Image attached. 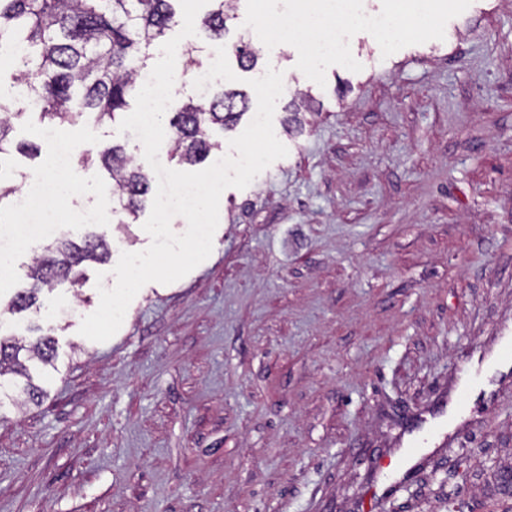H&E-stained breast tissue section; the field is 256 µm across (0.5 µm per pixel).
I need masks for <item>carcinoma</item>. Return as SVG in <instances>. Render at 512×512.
I'll return each mask as SVG.
<instances>
[{"label": "carcinoma", "mask_w": 512, "mask_h": 512, "mask_svg": "<svg viewBox=\"0 0 512 512\" xmlns=\"http://www.w3.org/2000/svg\"><path fill=\"white\" fill-rule=\"evenodd\" d=\"M180 0H0V47L24 48L21 63L9 73L14 95L0 101V171L13 152L37 157L40 147L32 142L15 143L10 138L17 122L29 111L32 100L40 118L58 125L75 126L88 114L96 120H116L139 91L137 79L147 69L149 48L178 23L174 4ZM199 19L200 29L211 38H224L229 14L224 0ZM238 65L255 67L258 50L249 43L235 46ZM249 111L247 95L235 89L210 94L203 101L189 100L170 119L171 151L184 165L203 162L213 148V129L230 130ZM81 163H99L109 174L107 187L119 197L126 214L137 217L149 192V175L134 164L120 146L98 149L80 147ZM108 245L87 239L78 245L58 243L52 254L30 266L31 288L13 296L11 312L24 311L37 303L38 292L54 283L80 277L84 262H104ZM49 364L55 357L54 342L47 338L27 347L13 337L0 336L1 379L21 375L24 393L31 402L45 395L33 382L21 352Z\"/></svg>", "instance_id": "cac0c4a2"}]
</instances>
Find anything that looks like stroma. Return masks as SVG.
<instances>
[{
	"label": "stroma",
	"mask_w": 512,
	"mask_h": 512,
	"mask_svg": "<svg viewBox=\"0 0 512 512\" xmlns=\"http://www.w3.org/2000/svg\"><path fill=\"white\" fill-rule=\"evenodd\" d=\"M184 38L169 105L195 89ZM362 65L325 85L288 44L256 66L284 73L273 117L285 158L224 190L210 256L182 279L144 285L116 334H79L113 287L121 253L145 250L147 212L88 224L107 209L98 166L55 170L64 142L143 146L115 122L51 125L38 111L15 137L0 219L32 172L67 184L44 215L61 237L106 240V262L55 283L10 316L26 342H56L42 402L0 403V512H512L495 481L512 471V377L461 401L460 379L512 335V0H472L445 37L383 56L364 33ZM310 95L302 127L285 105ZM462 404L447 441L388 483L421 413Z\"/></svg>",
	"instance_id": "stroma-1"
}]
</instances>
